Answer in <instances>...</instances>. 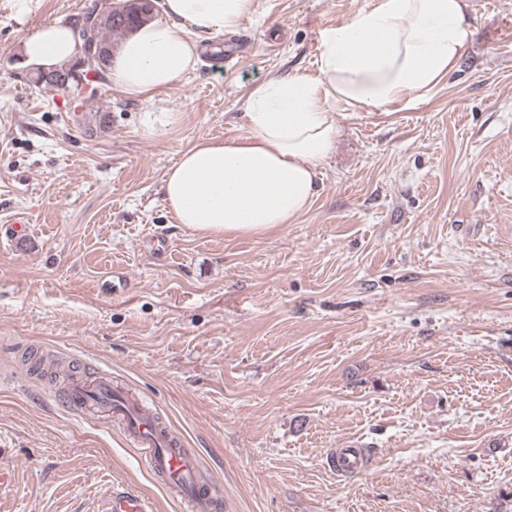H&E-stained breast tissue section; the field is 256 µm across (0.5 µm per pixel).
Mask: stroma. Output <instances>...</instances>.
<instances>
[{
	"instance_id": "1",
	"label": "stroma",
	"mask_w": 512,
	"mask_h": 512,
	"mask_svg": "<svg viewBox=\"0 0 512 512\" xmlns=\"http://www.w3.org/2000/svg\"><path fill=\"white\" fill-rule=\"evenodd\" d=\"M373 2L256 0L137 98L38 92L23 38L86 0H0V512H105L117 490L187 512L118 424L69 408L68 377L103 374L220 512H512V0H467L475 38L414 108H339L295 223L205 236L162 196L180 150L245 134L240 98L315 72L320 31ZM158 106L180 115L159 139L139 123ZM349 445L369 465L340 477L326 455Z\"/></svg>"
}]
</instances>
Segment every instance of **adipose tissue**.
Returning a JSON list of instances; mask_svg holds the SVG:
<instances>
[{
  "label": "adipose tissue",
  "instance_id": "obj_1",
  "mask_svg": "<svg viewBox=\"0 0 512 512\" xmlns=\"http://www.w3.org/2000/svg\"><path fill=\"white\" fill-rule=\"evenodd\" d=\"M466 0H376L322 30L317 73L276 75L241 98L244 135L180 151L163 181L177 223L202 234L260 237L307 212L318 166L339 128L335 107L397 112L427 98L456 69L475 26ZM254 0H163L161 18L118 47L106 71L125 95L162 91L195 70L201 40L232 33ZM25 61L48 70L75 59L68 25L48 22L23 41Z\"/></svg>",
  "mask_w": 512,
  "mask_h": 512
}]
</instances>
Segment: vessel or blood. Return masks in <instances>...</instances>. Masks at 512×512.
<instances>
[{"instance_id": "vessel-or-blood-1", "label": "vessel or blood", "mask_w": 512, "mask_h": 512, "mask_svg": "<svg viewBox=\"0 0 512 512\" xmlns=\"http://www.w3.org/2000/svg\"><path fill=\"white\" fill-rule=\"evenodd\" d=\"M124 419L134 442L148 449L145 463L160 475L166 487L182 496L190 512H216L218 502L211 492L202 490L193 457L179 448L175 438L161 425L155 414L139 408L137 414H125ZM331 467L343 473L363 469L364 459L358 449L342 448L332 456ZM107 512H153L144 497L132 493L113 494Z\"/></svg>"}]
</instances>
